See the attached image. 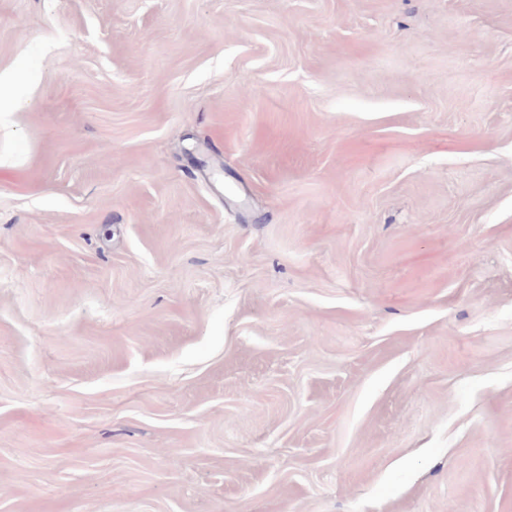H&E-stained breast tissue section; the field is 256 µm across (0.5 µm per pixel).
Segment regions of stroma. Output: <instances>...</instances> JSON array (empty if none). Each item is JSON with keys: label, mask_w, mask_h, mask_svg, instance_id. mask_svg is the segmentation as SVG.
<instances>
[{"label": "stroma", "mask_w": 512, "mask_h": 512, "mask_svg": "<svg viewBox=\"0 0 512 512\" xmlns=\"http://www.w3.org/2000/svg\"><path fill=\"white\" fill-rule=\"evenodd\" d=\"M0 512H512V0H0Z\"/></svg>", "instance_id": "1"}]
</instances>
